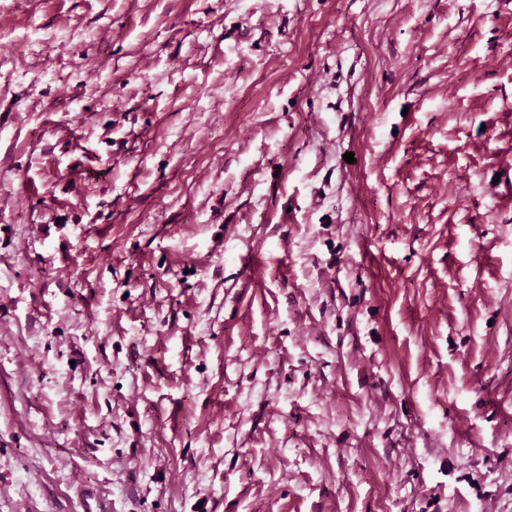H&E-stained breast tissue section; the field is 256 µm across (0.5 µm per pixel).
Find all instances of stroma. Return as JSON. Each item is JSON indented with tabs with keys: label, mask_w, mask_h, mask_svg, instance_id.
<instances>
[{
	"label": "stroma",
	"mask_w": 512,
	"mask_h": 512,
	"mask_svg": "<svg viewBox=\"0 0 512 512\" xmlns=\"http://www.w3.org/2000/svg\"><path fill=\"white\" fill-rule=\"evenodd\" d=\"M0 512H512V0H0Z\"/></svg>",
	"instance_id": "stroma-1"
}]
</instances>
